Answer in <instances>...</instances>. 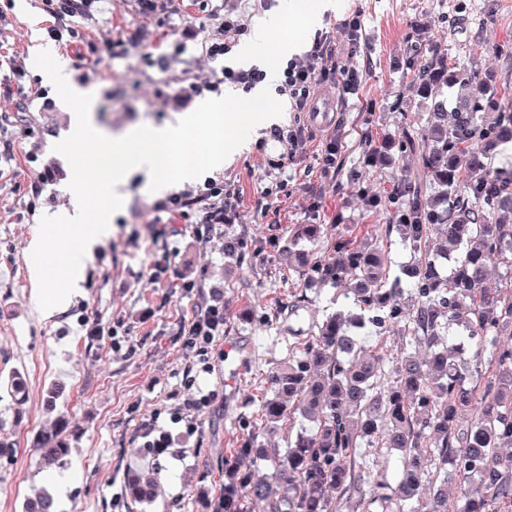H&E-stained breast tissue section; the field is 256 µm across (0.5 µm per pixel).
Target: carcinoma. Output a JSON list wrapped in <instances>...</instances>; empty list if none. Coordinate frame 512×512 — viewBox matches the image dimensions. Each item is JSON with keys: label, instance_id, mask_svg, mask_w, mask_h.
Masks as SVG:
<instances>
[{"label": "carcinoma", "instance_id": "1", "mask_svg": "<svg viewBox=\"0 0 512 512\" xmlns=\"http://www.w3.org/2000/svg\"><path fill=\"white\" fill-rule=\"evenodd\" d=\"M418 91L430 100L423 129L422 166L436 192L422 198L416 183L403 193L408 205L388 229L418 253L389 288L378 250L355 239L339 238L332 257L318 260L295 254L324 283L343 287L350 313L325 318L318 334L296 348L288 369L269 376L270 396L261 405L269 423L298 414L312 426L288 442L285 453L267 450L252 436L227 461L223 512H333L329 492L351 501V512H508L512 508V275L502 288L485 286L495 259L512 271V174L495 176L491 145L512 139V116L488 125L496 107L487 95L493 76L450 64L418 73ZM442 84L446 99L434 96ZM467 158L461 185L457 159ZM414 297L407 317L408 343L423 345L428 357L410 352L396 363L386 382L384 360L369 345L385 341L382 327L397 318V299ZM374 327V336L364 333ZM490 354L493 370L482 382L467 377L466 361ZM397 448L402 477L395 487L366 488L356 460L362 444ZM69 448L63 433L43 435L40 465L63 464ZM263 461L286 494L254 479L252 464ZM434 472H429V469ZM156 473L128 480L130 494L147 497ZM443 486L421 492L428 477ZM453 480L461 496L448 502L443 487ZM24 512H55L54 499L41 492Z\"/></svg>", "mask_w": 512, "mask_h": 512}]
</instances>
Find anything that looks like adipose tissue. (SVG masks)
Wrapping results in <instances>:
<instances>
[{
	"mask_svg": "<svg viewBox=\"0 0 512 512\" xmlns=\"http://www.w3.org/2000/svg\"><path fill=\"white\" fill-rule=\"evenodd\" d=\"M338 8L337 0H312L310 7L300 14L298 30L292 32L286 31L282 15H266L254 25L251 42L239 52V63L246 66L258 59L269 71H276L284 57L299 50L301 32L320 26L324 15Z\"/></svg>",
	"mask_w": 512,
	"mask_h": 512,
	"instance_id": "obj_1",
	"label": "adipose tissue"
}]
</instances>
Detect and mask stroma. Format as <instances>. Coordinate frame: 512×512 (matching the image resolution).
I'll list each match as a JSON object with an SVG mask.
<instances>
[{"instance_id": "1", "label": "stroma", "mask_w": 512, "mask_h": 512, "mask_svg": "<svg viewBox=\"0 0 512 512\" xmlns=\"http://www.w3.org/2000/svg\"><path fill=\"white\" fill-rule=\"evenodd\" d=\"M305 2L163 0L144 16L134 0H99L75 18L77 36L57 50L74 83L93 96L104 133L160 128L196 108L197 99L177 91L209 78L204 46L223 40L225 15L250 27L270 12L294 15ZM354 16L362 22L361 48L353 57L340 54L339 62L358 68L359 99H341L328 88L334 109L320 118L284 105L281 128L301 126L308 136L295 156L265 129L251 134L247 150L223 170L179 184L177 193L189 198L208 182L223 186L232 207L218 229L170 222L156 209L159 197L144 191L143 175L134 176L81 291L65 311L46 318L33 303L29 242L43 216L71 205V169L53 150L70 109L43 82L30 53L49 24L40 0H0V83L21 67L35 96L28 112L0 99V137L14 143L11 159L0 163V380L16 376L24 384L19 400L0 389V440L12 447L0 456V512H22L43 486L36 439L44 432L63 430L69 447L52 484L56 512H208L223 491L233 448L256 435L283 451L303 427L299 417L275 424L259 418L268 376L287 365L327 314L343 309L344 298L289 266L288 240L300 225L318 224L321 234L310 244L315 257H326L346 235L376 245L387 271L397 273L413 254L386 230L404 204L395 190L412 179L424 194L434 191L421 168L426 114L415 86L419 70L429 62L464 65L512 85V0H343L322 29L343 40L340 25ZM110 43L124 45V54L109 56ZM330 133L342 149L326 171L321 157ZM41 169L50 180L36 196L30 184ZM371 197L378 206L368 205ZM228 238L243 241L241 254L225 256ZM153 269L161 281L150 280ZM190 281L202 295L183 292ZM200 297L223 305L224 334L209 347L212 373L197 377L183 328ZM194 382L213 394L197 433L175 440L179 455H155L143 445V426L168 425ZM356 460L369 485H395L397 451L365 445ZM148 468L159 472L152 500L130 499L128 475Z\"/></svg>"}]
</instances>
